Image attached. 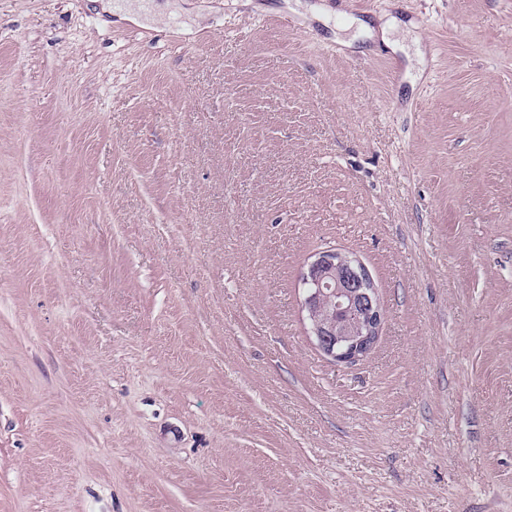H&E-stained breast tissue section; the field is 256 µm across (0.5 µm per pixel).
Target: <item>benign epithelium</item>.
<instances>
[{
	"label": "benign epithelium",
	"mask_w": 512,
	"mask_h": 512,
	"mask_svg": "<svg viewBox=\"0 0 512 512\" xmlns=\"http://www.w3.org/2000/svg\"><path fill=\"white\" fill-rule=\"evenodd\" d=\"M299 290L310 337L326 357L354 364L372 351L384 312L359 259L334 249L314 254L299 275Z\"/></svg>",
	"instance_id": "1"
}]
</instances>
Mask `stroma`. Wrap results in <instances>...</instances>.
Wrapping results in <instances>:
<instances>
[{"instance_id":"1","label":"stroma","mask_w":512,"mask_h":512,"mask_svg":"<svg viewBox=\"0 0 512 512\" xmlns=\"http://www.w3.org/2000/svg\"><path fill=\"white\" fill-rule=\"evenodd\" d=\"M154 2L0 0V512H512V0ZM299 275L302 312L315 346L344 364L363 360L374 348L384 321L377 289L366 266L335 249L319 251ZM327 305L330 316L317 313Z\"/></svg>"}]
</instances>
